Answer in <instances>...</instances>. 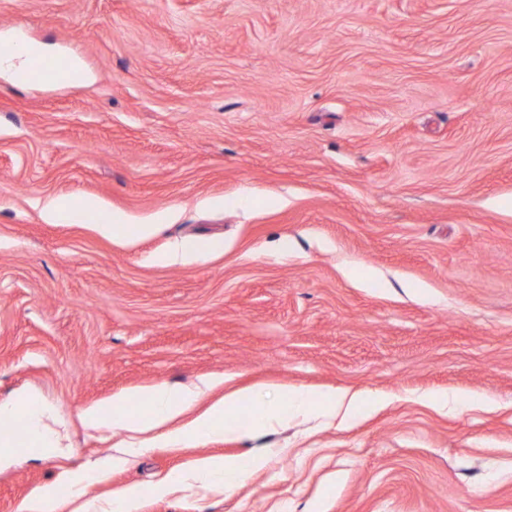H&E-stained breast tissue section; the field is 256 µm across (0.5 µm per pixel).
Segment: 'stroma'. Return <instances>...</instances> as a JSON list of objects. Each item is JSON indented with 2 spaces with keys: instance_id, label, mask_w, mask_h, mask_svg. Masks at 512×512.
<instances>
[{
  "instance_id": "35a3bbf8",
  "label": "stroma",
  "mask_w": 512,
  "mask_h": 512,
  "mask_svg": "<svg viewBox=\"0 0 512 512\" xmlns=\"http://www.w3.org/2000/svg\"><path fill=\"white\" fill-rule=\"evenodd\" d=\"M1 43L80 77L0 70V401L62 443L0 457V512L91 466L133 512H512V0H0ZM209 375L363 414L141 454L80 420ZM211 456L261 465L181 483ZM67 65L68 61L65 58L40 59L33 63L31 74L34 76V81L46 82ZM157 227L153 224H105L102 225V231L104 233L112 234L114 236L121 237H133L140 235L142 237L149 236L156 231ZM326 411L331 416L342 414V421H346L358 415L359 402L357 396H348V393L332 394L323 398Z\"/></svg>"
}]
</instances>
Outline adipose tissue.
<instances>
[{
  "instance_id": "ef3b65f1",
  "label": "adipose tissue",
  "mask_w": 512,
  "mask_h": 512,
  "mask_svg": "<svg viewBox=\"0 0 512 512\" xmlns=\"http://www.w3.org/2000/svg\"><path fill=\"white\" fill-rule=\"evenodd\" d=\"M219 379L207 377L192 387H174L165 383L143 388L137 392L114 395L112 400L82 411L84 425L95 431L115 428L130 434L128 451L139 452L163 444L177 446L188 441L208 440L226 435L245 434L287 420L289 415L307 412L315 398L305 389L286 392L283 400L256 409L250 419L239 417L242 404L250 401V390H237L209 405L203 412L194 413V405L209 391L219 386ZM136 400L144 410L128 414L126 404ZM48 409L38 406L27 409L25 401L0 403V456L10 455L15 448H35L48 453L59 445L57 433L47 423ZM239 461L221 457L204 459L195 464L188 479L208 485L232 487L245 472Z\"/></svg>"
}]
</instances>
